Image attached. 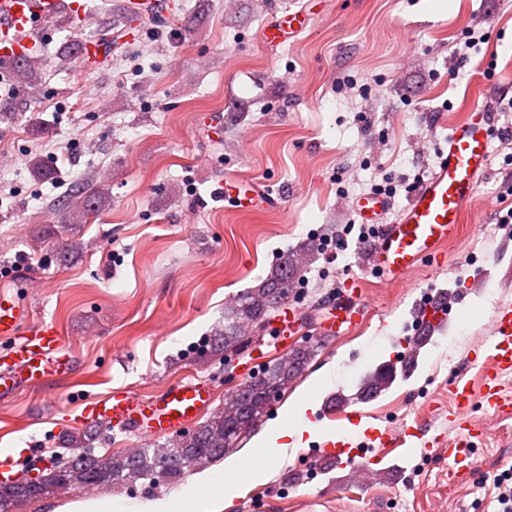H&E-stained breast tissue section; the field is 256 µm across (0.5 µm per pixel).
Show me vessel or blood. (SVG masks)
<instances>
[{"label":"vessel or blood","mask_w":512,"mask_h":512,"mask_svg":"<svg viewBox=\"0 0 512 512\" xmlns=\"http://www.w3.org/2000/svg\"><path fill=\"white\" fill-rule=\"evenodd\" d=\"M85 0H0V66L35 60L39 55L47 24L65 14L83 22ZM307 13L281 8L263 29V38L276 46L300 33ZM492 115L474 109L467 119L455 124L433 173L414 192L401 209L396 223L384 224L380 218L389 209L390 200L380 194H367L355 203V211L364 224L376 225L368 267L391 281L411 274L425 259L442 255L445 245L460 230L462 215L473 198L477 183L487 170ZM224 196L241 211L257 209L265 203L259 187L248 180L228 178ZM367 316L362 303L361 285L348 279L329 317L319 332L324 336L350 333L361 327ZM448 317L445 302L426 301L421 327L441 325ZM490 336L486 357L471 355L470 363L480 364L479 386L458 380L452 386L453 410L448 413L447 434L433 433L431 426L416 421L399 429L370 428L362 441L348 438L324 440L315 454L337 461L354 460L373 470L378 458L375 447H446L450 469H468L476 462V450L484 437L481 420L467 417L474 398H481L486 412L512 416V396L505 394L502 379L512 374V303L493 307L489 314ZM0 338L9 348L0 351V399L19 391L40 386L53 378L71 375L73 360L55 323L30 324L26 312L14 296L0 293ZM212 402L210 386L191 378L168 386L158 395L145 397L116 390L85 402L79 422H106L123 431L154 435L186 424L207 409ZM26 450L0 448V482L6 483L23 468Z\"/></svg>","instance_id":"b4317fda"}]
</instances>
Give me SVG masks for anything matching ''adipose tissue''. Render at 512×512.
Instances as JSON below:
<instances>
[{
  "mask_svg": "<svg viewBox=\"0 0 512 512\" xmlns=\"http://www.w3.org/2000/svg\"><path fill=\"white\" fill-rule=\"evenodd\" d=\"M313 399L303 396L284 411L280 422L270 426L255 442L258 457H285L290 439L302 438L309 427L305 415ZM243 460L230 457L217 469L200 471L181 491L155 495L133 503L111 496L58 503L52 512H224V502L233 498L242 483Z\"/></svg>",
  "mask_w": 512,
  "mask_h": 512,
  "instance_id": "adipose-tissue-1",
  "label": "adipose tissue"
}]
</instances>
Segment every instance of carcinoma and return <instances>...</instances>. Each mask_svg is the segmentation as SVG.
I'll list each match as a JSON object with an SVG mask.
<instances>
[{"instance_id": "obj_1", "label": "carcinoma", "mask_w": 512, "mask_h": 512, "mask_svg": "<svg viewBox=\"0 0 512 512\" xmlns=\"http://www.w3.org/2000/svg\"><path fill=\"white\" fill-rule=\"evenodd\" d=\"M15 80L32 93L40 90V68L19 62L14 68ZM109 197L104 183L92 187L76 186L68 201L67 221L84 224L98 212ZM316 248L308 242L285 252L259 285L238 294L224 307V325L214 331V346L224 352H238L247 346L250 327L262 331L284 300V289L299 282L302 273L315 257ZM309 353L295 351L273 360L275 367H266L251 377V385L224 392L221 408L196 427L184 442L149 443L134 452L120 450L95 454L81 437L67 435L63 461L35 482L0 484V512H9L17 501H30L57 492L60 484L71 488L95 490L105 486H125L139 480L154 485L174 481L200 470L199 456L211 464L224 458L241 436L254 429L253 421L264 415L268 407L267 393L282 392L289 382L301 374ZM396 379V373L383 364L366 372L359 383L357 398L372 400L385 392Z\"/></svg>"}]
</instances>
